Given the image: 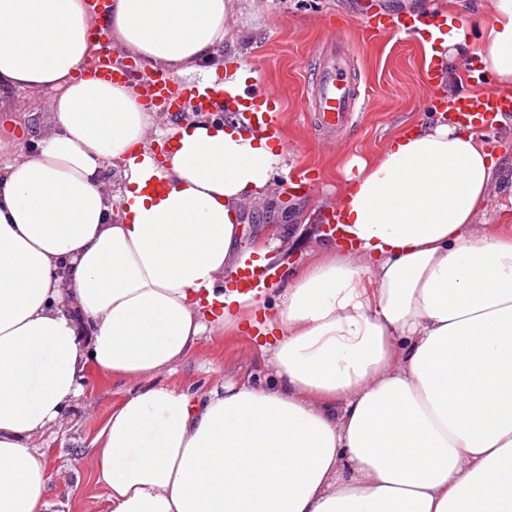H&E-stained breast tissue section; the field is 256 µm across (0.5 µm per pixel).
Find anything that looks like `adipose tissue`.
Masks as SVG:
<instances>
[{
    "instance_id": "ef3b65f1",
    "label": "adipose tissue",
    "mask_w": 512,
    "mask_h": 512,
    "mask_svg": "<svg viewBox=\"0 0 512 512\" xmlns=\"http://www.w3.org/2000/svg\"><path fill=\"white\" fill-rule=\"evenodd\" d=\"M230 6L0 0V112L46 92L54 111L33 148L0 139V512H69L34 442L91 369L138 384L91 442L110 512H512V227L479 221L504 157L472 127L415 126L333 200L348 249L280 292H226L282 145L191 111L159 130L91 71L90 32L235 95L250 73L224 67ZM489 8L470 51L511 90L512 0ZM245 324L271 337V384L161 382Z\"/></svg>"
}]
</instances>
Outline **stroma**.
I'll list each match as a JSON object with an SVG mask.
<instances>
[{"label": "stroma", "instance_id": "1", "mask_svg": "<svg viewBox=\"0 0 512 512\" xmlns=\"http://www.w3.org/2000/svg\"><path fill=\"white\" fill-rule=\"evenodd\" d=\"M444 2L233 0L224 56L255 73L273 92V127L285 148V166L273 176L277 190L272 199L244 208L239 258L258 261L259 250L280 238L289 259L296 266L306 265L328 241L324 216L346 181L350 163L379 159L392 138L431 119V102L474 92L466 77L467 57L452 62L431 59L423 43L410 38L369 42L362 37L367 20L424 12L441 17L446 13ZM336 31L342 33L347 60L360 76L364 107L329 141L315 126L305 100L320 44ZM50 118L49 97L44 94L30 100L26 111L0 112V137L15 147H27L30 132ZM302 169L309 172L307 184L291 188L290 177ZM265 344V337L250 330L206 337L165 380L200 391L227 380L267 381L272 370ZM131 388L129 382L89 371L73 422L51 429L37 441L50 486L56 494H69L71 512H108L107 492L93 475L89 443ZM64 469L81 476L74 493H67L59 479Z\"/></svg>", "mask_w": 512, "mask_h": 512}]
</instances>
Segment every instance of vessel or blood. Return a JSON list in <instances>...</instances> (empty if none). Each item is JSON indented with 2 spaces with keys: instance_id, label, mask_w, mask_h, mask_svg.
<instances>
[{
  "instance_id": "1",
  "label": "vessel or blood",
  "mask_w": 512,
  "mask_h": 512,
  "mask_svg": "<svg viewBox=\"0 0 512 512\" xmlns=\"http://www.w3.org/2000/svg\"><path fill=\"white\" fill-rule=\"evenodd\" d=\"M463 26L460 15L451 14L433 23L412 16H396L380 18L368 25L365 34L368 38H386L404 35L410 38L431 40L436 29H459ZM91 37L99 46V54L95 67L97 77L112 82H130L133 78L131 69H117L112 65V55L107 35L100 30L93 31ZM337 40L326 38L321 45L319 65L315 79L311 84L308 103L322 128L333 130L343 127L352 121L356 112L362 108L360 96L355 88L352 71L344 64L337 62ZM467 79L475 85L472 93L460 94L435 104V111H443L465 122L487 115L512 114V93L499 89L481 69L468 66ZM187 103L194 109L210 112L231 111L233 98L224 90L211 86L196 88L187 98ZM266 271L253 266H246L237 274L236 290L246 294L267 287Z\"/></svg>"
}]
</instances>
